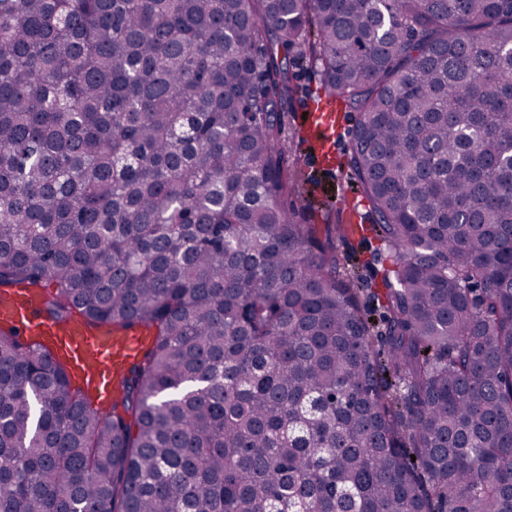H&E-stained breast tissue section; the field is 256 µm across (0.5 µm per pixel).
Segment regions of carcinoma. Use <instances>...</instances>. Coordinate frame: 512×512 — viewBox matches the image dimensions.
<instances>
[{"label": "carcinoma", "mask_w": 512, "mask_h": 512, "mask_svg": "<svg viewBox=\"0 0 512 512\" xmlns=\"http://www.w3.org/2000/svg\"><path fill=\"white\" fill-rule=\"evenodd\" d=\"M295 69L374 223L297 206ZM23 283L153 342L103 411L0 331V512H512V0H0ZM379 248V242L375 239H373L371 236H369V239L366 242H360V239L358 236L355 238H352L350 240V243L347 247H345V251L349 254H352V260L348 262L350 265L353 266V269L355 271H359L361 275H363L366 278H370L372 276H375L378 271L381 270V264L374 262L371 269L366 268H354L357 267V263L361 262L365 259H370L373 254L378 252Z\"/></svg>", "instance_id": "carcinoma-1"}]
</instances>
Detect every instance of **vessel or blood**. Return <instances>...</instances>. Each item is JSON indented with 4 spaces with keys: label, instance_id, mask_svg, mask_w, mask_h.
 Here are the masks:
<instances>
[{
    "label": "vessel or blood",
    "instance_id": "1",
    "mask_svg": "<svg viewBox=\"0 0 512 512\" xmlns=\"http://www.w3.org/2000/svg\"><path fill=\"white\" fill-rule=\"evenodd\" d=\"M0 324L13 325L19 339L40 343L59 355L105 403L118 393L127 367L151 340L144 328L91 329L75 317L55 321L46 313L45 294L18 287L0 291Z\"/></svg>",
    "mask_w": 512,
    "mask_h": 512
}]
</instances>
